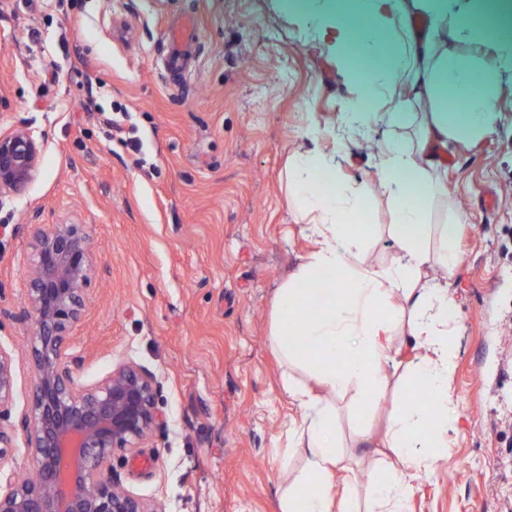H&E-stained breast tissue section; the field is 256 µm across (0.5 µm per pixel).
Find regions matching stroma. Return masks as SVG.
<instances>
[{
    "mask_svg": "<svg viewBox=\"0 0 512 512\" xmlns=\"http://www.w3.org/2000/svg\"><path fill=\"white\" fill-rule=\"evenodd\" d=\"M0 0V133L42 145L36 179L0 202V346L32 332L24 305L30 224H83L91 299L70 357L93 383L132 361L153 371L165 427L114 467L166 512H278L305 468L289 428L301 410L284 388L269 334L278 288L313 247L289 208L284 170L297 150L338 145V110L355 98L314 34L317 0ZM474 34L456 42L477 66L512 43V0H472ZM490 134L448 151L447 196L431 223L458 222L448 279L458 349L448 455L405 512H512V70L502 72ZM118 118L122 133L106 122ZM322 135L306 137L310 122ZM384 128L339 159L350 183L376 182ZM495 195L497 206L483 200ZM360 261H392L387 200Z\"/></svg>",
    "mask_w": 512,
    "mask_h": 512,
    "instance_id": "stroma-1",
    "label": "stroma"
}]
</instances>
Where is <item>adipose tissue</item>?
<instances>
[{"label": "adipose tissue", "mask_w": 512, "mask_h": 512, "mask_svg": "<svg viewBox=\"0 0 512 512\" xmlns=\"http://www.w3.org/2000/svg\"><path fill=\"white\" fill-rule=\"evenodd\" d=\"M317 9L326 18L317 33L330 40L341 77L357 90L343 125L363 131L383 123L399 131L382 146L377 166L398 255L386 265L359 264L378 227L347 218L368 212L370 186L344 181L335 156L300 152L292 158L288 193L315 248L278 292L270 344L284 362L306 368L315 385L286 386L303 413L291 434L305 449L307 465L282 492L279 512H404L415 484L447 456L448 433L456 427L448 412L457 357L449 339L455 303L447 288L430 281L429 271L457 267L458 227L430 224L427 214L448 192L442 174L449 145L490 132L498 73L487 71L482 89L473 91L471 68L453 47L468 28L459 0H320ZM404 92L430 101L431 110L395 111L392 103ZM367 99L376 109L364 108ZM407 127L414 130L408 137L402 134ZM397 333L419 350L405 374L409 388L425 399L395 406L381 436H353L351 447L365 453L379 446L396 458L369 472L370 499L363 506L355 484L340 490L333 480L345 468V454L327 398L351 393L357 412L368 414L386 384L384 367L393 359ZM300 336L306 339L302 348L296 345Z\"/></svg>", "instance_id": "ef3b65f1"}]
</instances>
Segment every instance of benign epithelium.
<instances>
[{"mask_svg": "<svg viewBox=\"0 0 512 512\" xmlns=\"http://www.w3.org/2000/svg\"><path fill=\"white\" fill-rule=\"evenodd\" d=\"M41 145L25 128L0 133V200L37 177ZM26 405L12 418L17 388L13 352L0 346V464L23 437L35 476L9 474L0 512H165L129 491L112 469L118 451L138 448L165 424L153 372L122 363L84 384L67 354L90 300L92 253L84 224H28Z\"/></svg>", "mask_w": 512, "mask_h": 512, "instance_id": "7a95c632", "label": "benign epithelium"}]
</instances>
